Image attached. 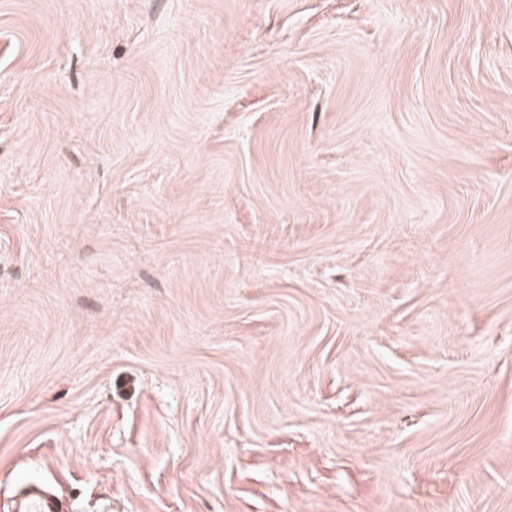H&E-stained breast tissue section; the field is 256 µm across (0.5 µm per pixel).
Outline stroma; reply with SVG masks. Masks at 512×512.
Returning a JSON list of instances; mask_svg holds the SVG:
<instances>
[{
  "label": "stroma",
  "instance_id": "35a3bbf8",
  "mask_svg": "<svg viewBox=\"0 0 512 512\" xmlns=\"http://www.w3.org/2000/svg\"><path fill=\"white\" fill-rule=\"evenodd\" d=\"M512 512V0H0V512Z\"/></svg>",
  "mask_w": 512,
  "mask_h": 512
}]
</instances>
